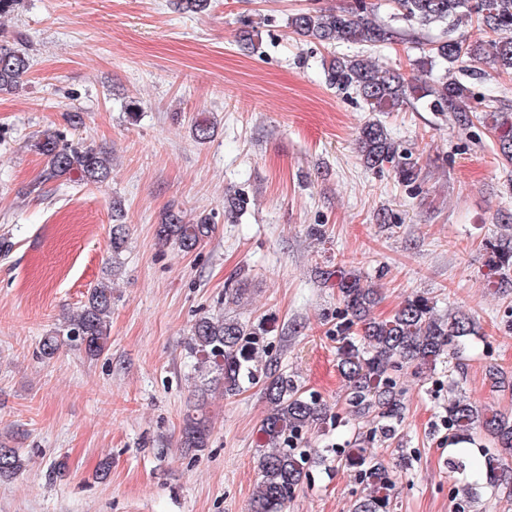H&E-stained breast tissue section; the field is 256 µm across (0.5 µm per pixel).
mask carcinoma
Instances as JSON below:
<instances>
[{
  "label": "carcinoma",
  "instance_id": "cac0c4a2",
  "mask_svg": "<svg viewBox=\"0 0 512 512\" xmlns=\"http://www.w3.org/2000/svg\"><path fill=\"white\" fill-rule=\"evenodd\" d=\"M394 16L420 27L439 26L447 37L434 41L418 62L419 74L411 78L380 66L365 54L334 56L325 65L326 82L339 91L358 93L371 112H396L408 104L421 102L436 112H449L459 128L474 122L488 128L496 138L497 155L512 165V112L497 106L493 96H476L470 86L448 78L454 69L479 79L512 74V0H394ZM477 24L478 37L453 36L455 30ZM287 28L298 36L324 45L337 41L369 49L397 38L398 31L377 20L365 0L334 10L311 8L288 17ZM491 65L490 74L478 67ZM23 49L0 43V90L15 86L28 70ZM30 150L46 159L39 178L27 195L40 198L45 189L59 181L102 182L111 172L110 152L85 147L67 140L58 130L44 129L28 142ZM358 148L366 166L390 165L404 183L417 181L421 173L418 157L392 139L377 120L360 128ZM216 226L201 216L187 220L180 210L161 214L155 235L161 242H174L190 252L210 239ZM112 257L127 248L125 225H112L109 240ZM490 274L502 285L512 283V234H502L490 244ZM336 286L343 305L336 324L338 367L346 381L348 401L358 418L389 422L402 410L403 390L397 374L414 368L424 374L438 361L459 350L474 335L473 319L459 312L444 315L421 296H409L394 313L380 319L373 316L380 293L356 275L337 274ZM112 289L98 284L88 291L76 315L65 321L66 328L42 337L40 356L53 359L65 344L82 350L89 359L100 357L110 346ZM196 358V370L205 376L200 390L219 385L227 395H236L245 385L263 381L267 413L259 425L266 451L257 462L259 481L251 501V512H284L296 489L306 478V465L325 462L326 456L304 441L309 427L327 416L324 403L302 391L293 375L263 362L268 353L263 331L246 322L207 314L193 324L188 341ZM214 377L209 378L207 374ZM448 429L463 440L480 436L489 445L475 456L466 449L449 460L450 468L465 479L463 492L473 494L485 484L494 494L512 501V416L498 410L480 408L451 387L444 407ZM210 428L200 409L186 415L180 446L188 452L208 447ZM359 473L363 491L353 504V512H391L394 482L389 464L364 450L346 455ZM26 469L25 458L11 435L0 437V481L12 479Z\"/></svg>",
  "mask_w": 512,
  "mask_h": 512
}]
</instances>
